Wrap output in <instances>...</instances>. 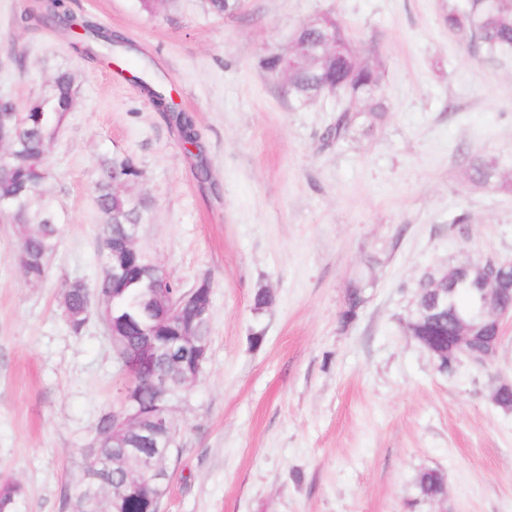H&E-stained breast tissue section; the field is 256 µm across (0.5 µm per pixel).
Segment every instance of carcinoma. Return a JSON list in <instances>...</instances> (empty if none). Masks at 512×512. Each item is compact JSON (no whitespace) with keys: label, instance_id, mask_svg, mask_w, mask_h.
<instances>
[{"label":"carcinoma","instance_id":"obj_1","mask_svg":"<svg viewBox=\"0 0 512 512\" xmlns=\"http://www.w3.org/2000/svg\"><path fill=\"white\" fill-rule=\"evenodd\" d=\"M36 10L50 27H59L69 33L81 29V39L72 43V47L84 57L92 59L98 48L111 49L120 45L113 40L112 33L93 18L72 12L66 0H40L36 3ZM320 20V24L306 22L300 26L301 38L317 50L320 60L314 68L304 60L288 74L289 93L294 100L307 102L321 94L322 84L335 86L336 94L343 96L345 103L339 109L334 125L327 130L326 140L341 142L350 134L359 114L368 115L373 127L382 122L387 105L379 96L380 72L355 50L336 15L328 13ZM327 21L335 27L336 41L346 45L345 52L339 56L322 47L323 28ZM445 22L450 32L487 56L512 50V0H465L462 6L448 7ZM142 86L158 111H168L167 91L145 81ZM74 105L73 77L68 72L57 74L48 91L28 102L20 117L16 116L15 103L0 99V147L8 156L6 167L0 170V201L11 203V207L0 209V216H5L17 226L18 252L33 261V265L23 273L34 282L46 277L48 262L57 249L61 231L56 215L45 204L49 178L45 161ZM171 118L184 142L198 144V133L190 116L173 112ZM473 171L478 181L488 184L497 179L498 165L482 163L473 166ZM140 177V169L126 155L115 154L103 160L101 175L96 182L97 205L104 216L101 244L120 241L125 225L140 224L144 220L147 202L127 196L119 189V184L134 183ZM157 272L158 267L146 265L141 253L134 251L127 256V269L121 281H112L107 273L95 286V290L110 297L109 331L123 337L124 342L133 348L150 332L159 345L165 346L179 328L177 319L163 325L158 323L161 309L151 295ZM479 288L481 284L471 276L448 292V301L457 312H465L478 298ZM88 293L89 289L81 283L63 289L64 317L75 334L81 333L82 326L74 316L86 307ZM363 302V290L350 289L341 315L342 322L353 321ZM454 329V319L448 314L441 313L435 318L427 314L415 329V334L449 336ZM147 371L165 373L171 388L182 387L179 375L167 372V359L163 352L152 361ZM443 486L444 479L435 470H426L418 477V491L424 500H441ZM20 493L21 489L16 484H1L0 507L11 508ZM162 498L163 495L156 492L132 494L123 501L122 512H159Z\"/></svg>","mask_w":512,"mask_h":512}]
</instances>
